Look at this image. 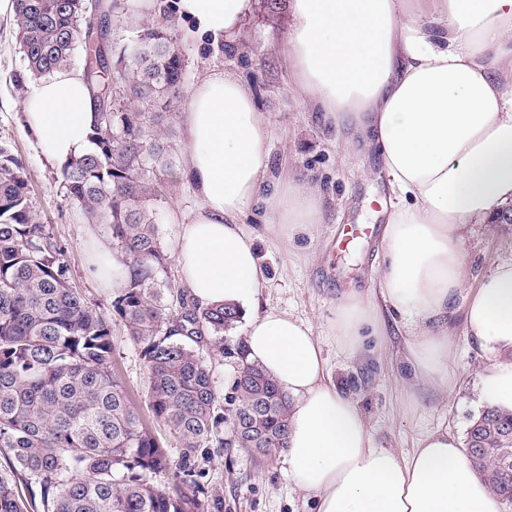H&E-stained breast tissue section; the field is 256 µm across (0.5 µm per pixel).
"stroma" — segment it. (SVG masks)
I'll list each match as a JSON object with an SVG mask.
<instances>
[{
  "label": "stroma",
  "instance_id": "stroma-1",
  "mask_svg": "<svg viewBox=\"0 0 512 512\" xmlns=\"http://www.w3.org/2000/svg\"><path fill=\"white\" fill-rule=\"evenodd\" d=\"M166 6V0H154L150 16L136 20L129 12L128 0H100L99 12L111 16L112 37L123 43L141 28L159 23ZM289 24L288 7L272 13L259 2L234 42L205 50L193 39H179L186 84L212 69L237 74L252 88L257 109L268 123L272 175L284 183L309 178L323 193V223L291 243L271 231L263 206H253L245 213L244 228L255 240L268 279L260 305L277 308L312 326L336 384L356 404L379 445L406 454L420 434L437 427L465 441L470 425L483 411L480 378L487 365L484 352L466 334L465 306L471 287L488 271L490 260L512 259V224H477L466 236L472 274L468 289L456 297L448 317L447 389L406 382L403 357L408 336L401 318H386V334L369 358L341 353L330 328L332 310L349 291L367 296L376 293L383 255L382 222L377 215L389 206L391 192L373 157L363 160L371 171L365 180L343 166L341 140L335 129L289 92L281 54ZM31 84L14 20L0 16V143L9 145L23 163L32 208L61 248L72 287L90 305L111 314L112 291L90 272L91 240L106 238L107 232L102 226L86 223L65 194L61 168L45 160L37 140L26 129L20 103ZM198 203L189 184L170 179L165 199L157 204L158 231L166 249H173L180 231L171 221L172 211L188 213ZM352 227L367 229L368 237L341 248V240ZM246 326L242 320L225 332L223 351L202 352L216 394L224 403L233 393L240 364L237 348L244 341ZM112 341L111 374L125 387L146 430L170 458H178L177 439L151 411L140 351L117 317L112 320ZM198 464L207 512H309L305 494L290 475L284 455L261 460L241 448L210 446Z\"/></svg>",
  "mask_w": 512,
  "mask_h": 512
}]
</instances>
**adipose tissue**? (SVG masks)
Here are the masks:
<instances>
[{"label":"adipose tissue","mask_w":512,"mask_h":512,"mask_svg":"<svg viewBox=\"0 0 512 512\" xmlns=\"http://www.w3.org/2000/svg\"><path fill=\"white\" fill-rule=\"evenodd\" d=\"M186 36L211 47L234 38L254 0H169ZM283 46L289 87L342 139V163L373 155L393 200L383 228L378 298L346 295L332 325L347 356L385 314L407 320L412 382L448 383L445 324L469 275L464 231L512 207V0H289ZM27 128L57 166L93 147L95 114L84 73L57 71L21 102ZM184 141L174 176L199 198L173 218L174 253L191 299L251 310L245 345L291 405L283 450L313 512H506L456 437L432 429L404 455L375 442L334 382L318 338L274 308L241 218L264 205L295 235L320 223L323 195L306 180L272 183L269 130L250 87L210 71L184 95ZM469 336L489 355L481 400L512 411V261L494 260L466 304Z\"/></svg>","instance_id":"1"}]
</instances>
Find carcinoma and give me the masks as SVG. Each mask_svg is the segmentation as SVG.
I'll use <instances>...</instances> for the list:
<instances>
[{
	"instance_id": "carcinoma-1",
	"label": "carcinoma",
	"mask_w": 512,
	"mask_h": 512,
	"mask_svg": "<svg viewBox=\"0 0 512 512\" xmlns=\"http://www.w3.org/2000/svg\"><path fill=\"white\" fill-rule=\"evenodd\" d=\"M92 0H16L17 40L34 79L83 69L96 117V150L63 168L66 196L89 224H103L112 250L131 269L111 306L147 370L156 420L179 441L178 460L146 431L110 374L111 326L69 285L61 248L34 213L24 169L0 144V449L27 477L30 504L0 476V512H204L197 458L201 448L234 445L269 460L286 443L290 405L259 364L239 350L231 396L233 438L224 437V404L195 345L224 351V332L239 321L233 304L199 308L163 278L169 263L154 203L171 174L172 112H144L165 96L177 105L184 59L161 24L130 43L101 51ZM112 71V84L103 74ZM482 451L471 465L488 487L512 500V412L486 409L466 442ZM175 466L186 489L149 475Z\"/></svg>"
}]
</instances>
